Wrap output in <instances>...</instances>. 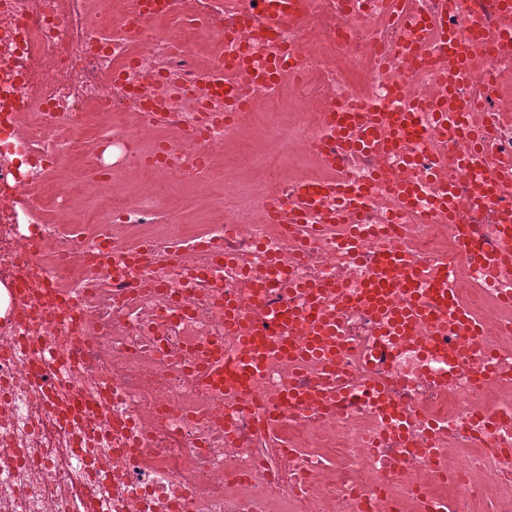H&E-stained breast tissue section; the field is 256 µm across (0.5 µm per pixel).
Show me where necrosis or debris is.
Returning <instances> with one entry per match:
<instances>
[{
    "label": "necrosis or debris",
    "instance_id": "necrosis-or-debris-1",
    "mask_svg": "<svg viewBox=\"0 0 512 512\" xmlns=\"http://www.w3.org/2000/svg\"><path fill=\"white\" fill-rule=\"evenodd\" d=\"M0 0L12 16L0 27V512H428L469 497L472 512H512V267L487 278L472 262L496 244L497 207L476 210L470 238L458 236L441 202L468 207L465 193L441 199L425 183L405 207L373 183L371 155L321 160L315 136L328 112L415 99L435 77V56L405 70L402 36L386 0H309L301 25L257 29L236 38L263 0ZM481 23L470 64L489 72L491 88L462 93L475 104L465 122L491 128L495 159H512V57L494 52L500 36L492 0H474ZM214 23L212 63L247 59L262 68L281 47L302 46L293 76L268 86L265 104L283 101L286 87L306 112L260 143L247 138L257 109L224 123V101L239 93L232 78L201 90L214 117L173 110L157 123L135 121L143 99L165 86L189 87L206 70L196 52L199 25ZM110 125L107 141L123 164L101 149L87 153L84 181L41 191L94 134L91 119ZM169 132L173 153L160 171L192 185L208 179L212 162L229 151L227 182L251 156L269 162L261 198L225 191L220 224H160L158 202L130 201L116 189L128 168H144L153 149L146 129ZM402 137L419 173L446 170L464 184L451 141L430 140V121ZM345 177L372 182L360 218L367 235L358 253L347 228L334 224L304 252L287 225L264 223L262 207L280 204L303 182ZM96 186L99 216L71 223L83 203V182ZM402 251L424 283L446 265L457 270L455 296L492 331V338L448 334L439 343L396 336L380 340L359 305L339 307L350 347L336 365L337 384L354 397L333 410L286 403L291 387L307 386L318 366L267 358L253 380L225 388L190 370L206 347L232 359L238 332L227 326L224 300L240 298L247 335L266 330V306L305 308L281 279H331L347 295L366 285L387 246ZM278 257L263 300L250 297L249 271L267 254ZM41 303L26 320L23 305ZM392 388L381 399L366 381ZM403 420L407 440L379 436Z\"/></svg>",
    "mask_w": 512,
    "mask_h": 512
}]
</instances>
